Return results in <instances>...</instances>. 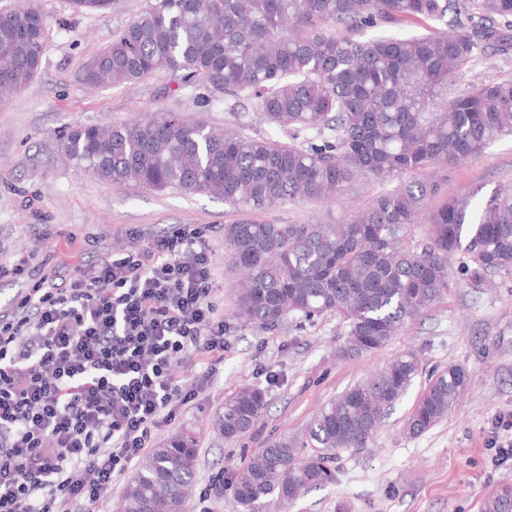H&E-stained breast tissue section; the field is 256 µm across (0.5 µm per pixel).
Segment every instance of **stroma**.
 <instances>
[{"mask_svg": "<svg viewBox=\"0 0 512 512\" xmlns=\"http://www.w3.org/2000/svg\"><path fill=\"white\" fill-rule=\"evenodd\" d=\"M46 22V51L38 75L0 102V266L27 258L43 239L49 269L68 276L72 267L115 253L138 251L155 236L190 225L201 230L214 273L213 300L227 327L224 361L209 383L198 359L184 363L180 383L196 392L174 424L154 436L162 443L188 433L198 448L196 487L185 512H235L230 479L271 439L296 436L318 410L349 386L381 370L394 356L414 353L421 372L389 411L368 448L338 451L335 483L310 491L285 512H482L484 499L512 486V461L498 463L494 447L512 438L500 426L512 414V274L492 275L471 287L455 275L446 295L409 322L381 350L356 359L337 353L344 327L339 318L307 321L287 316L272 325L237 315L238 271L224 245V227L247 219L246 211L207 194L157 192L130 184L115 187L77 169L57 150L59 131L76 125L132 123L156 112H177L221 129L244 119L250 135H271L250 102L229 107L201 85L180 86L165 73L138 82L92 89L82 81L86 63L108 45L148 0H112L105 12L75 11L70 0H29ZM512 77V52L463 69L449 91H465L473 79ZM512 182V137L491 143L477 158L442 172L443 199L485 195ZM357 179L333 202L309 200L261 213L270 224L336 223L394 190ZM451 365L466 368L470 387L448 418L421 436L403 434L428 378ZM242 387L265 394L267 407L249 434L225 441L213 419L225 396Z\"/></svg>", "mask_w": 512, "mask_h": 512, "instance_id": "35a3bbf8", "label": "stroma"}]
</instances>
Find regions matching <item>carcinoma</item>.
<instances>
[{"instance_id":"1","label":"carcinoma","mask_w":512,"mask_h":512,"mask_svg":"<svg viewBox=\"0 0 512 512\" xmlns=\"http://www.w3.org/2000/svg\"><path fill=\"white\" fill-rule=\"evenodd\" d=\"M71 3L78 12H103L112 0ZM394 22L447 29L381 32ZM510 48L512 0H150L94 57V69L84 68L83 81L114 86L166 72L228 101H252L258 118L289 141L165 113L70 127L57 145L114 186L207 193L253 210L332 201L361 177L435 175L512 136V80L474 81L448 95L467 64ZM45 50L38 10L0 11V97L38 74ZM304 132L303 146L296 139ZM439 192L433 177L412 181L337 224L224 225V245L243 274L238 316L271 325L287 315H334L345 326L339 356L358 358L387 346L448 292L455 255L467 256L462 274L473 285L512 272V183L479 209L466 195L445 199L417 243L423 201ZM419 370L415 355L400 354L325 404L303 440L270 441L233 476L237 512H266L271 501L292 503L334 483L336 451L367 447ZM468 384L457 365L432 376L407 419V436L448 417ZM265 405L259 388L225 398L217 416L224 439L248 433ZM307 447L312 454L301 452ZM197 466L193 437L167 440L124 487L122 512H184ZM483 512H512V487L488 497Z\"/></svg>"}]
</instances>
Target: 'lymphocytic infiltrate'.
<instances>
[{
  "label": "lymphocytic infiltrate",
  "instance_id": "lymphocytic-infiltrate-1",
  "mask_svg": "<svg viewBox=\"0 0 512 512\" xmlns=\"http://www.w3.org/2000/svg\"><path fill=\"white\" fill-rule=\"evenodd\" d=\"M197 231L44 274L0 313V512H92L193 402L178 371L224 361Z\"/></svg>",
  "mask_w": 512,
  "mask_h": 512
}]
</instances>
